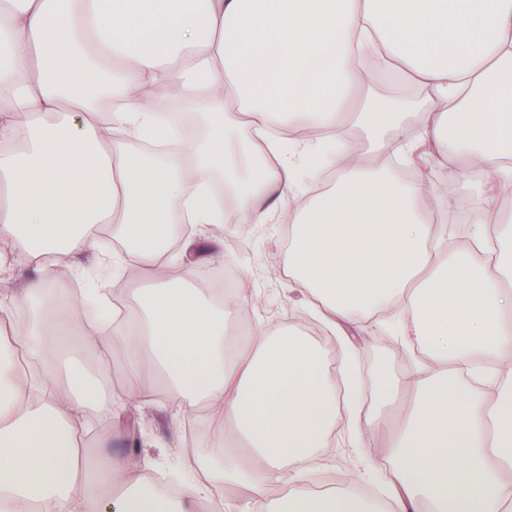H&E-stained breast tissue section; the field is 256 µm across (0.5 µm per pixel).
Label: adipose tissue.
I'll list each match as a JSON object with an SVG mask.
<instances>
[{
    "label": "adipose tissue",
    "instance_id": "1",
    "mask_svg": "<svg viewBox=\"0 0 512 512\" xmlns=\"http://www.w3.org/2000/svg\"><path fill=\"white\" fill-rule=\"evenodd\" d=\"M364 54L426 90L417 124L395 106L348 113L378 79ZM163 89L205 101L207 138L171 124ZM354 118L380 135L378 155L480 159L495 185L511 182L512 0H0V274L14 246L52 270L103 280L132 263L146 279L113 289L123 310L102 326L80 324L78 303L42 279L0 299V512L211 500L219 512H512V225L488 193L472 247L431 256L441 200L369 161L347 134ZM330 170L336 183L317 192ZM218 172L221 198L208 192ZM283 218L303 314L344 340L366 311L397 304L403 344L426 353L399 413L365 423L387 438L384 501L353 479L302 487L344 421L323 349L296 328H258L237 356L226 330L245 288L216 298L164 248L190 249L196 224ZM83 252L92 268L75 266ZM116 356L123 380L108 394L99 378ZM75 394L114 426L129 404L159 401L204 408L217 432L183 449L170 497L141 481L136 457H113L109 437L86 439ZM227 486L246 509L218 501Z\"/></svg>",
    "mask_w": 512,
    "mask_h": 512
}]
</instances>
